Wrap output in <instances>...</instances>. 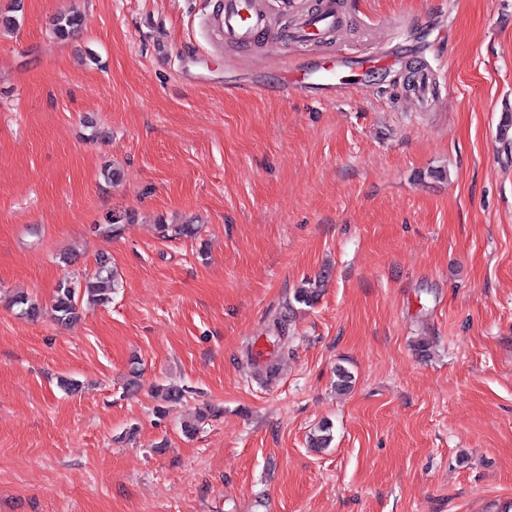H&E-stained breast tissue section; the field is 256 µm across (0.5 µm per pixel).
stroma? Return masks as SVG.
<instances>
[{
	"label": "stroma",
	"instance_id": "35a3bbf8",
	"mask_svg": "<svg viewBox=\"0 0 512 512\" xmlns=\"http://www.w3.org/2000/svg\"><path fill=\"white\" fill-rule=\"evenodd\" d=\"M343 2L329 43L267 48L217 42L221 0H0V512L512 504V0ZM345 45L397 55L330 101L284 92V65ZM117 211L120 236L95 233ZM103 255L111 303L67 326L12 306ZM157 383L191 389L164 418ZM80 22L79 15L75 13L56 15L52 19L51 32L53 37L61 40L69 38L78 29ZM324 282L325 276H322L321 274L313 280H307L302 287L295 290L293 299L299 304H304L306 306L313 305L321 294Z\"/></svg>",
	"mask_w": 512,
	"mask_h": 512
}]
</instances>
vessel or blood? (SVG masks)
Returning <instances> with one entry per match:
<instances>
[{"mask_svg":"<svg viewBox=\"0 0 512 512\" xmlns=\"http://www.w3.org/2000/svg\"><path fill=\"white\" fill-rule=\"evenodd\" d=\"M257 0H223L218 18L221 34L240 45L255 44L266 31V22L258 16ZM341 17L336 10V0H321L317 9L299 14L293 24L283 29L279 39L284 43L308 46L325 42L334 37ZM377 51H361L343 47L331 60L316 66L293 64L283 71L284 90H305L330 98L344 90L341 73L376 61Z\"/></svg>","mask_w":512,"mask_h":512,"instance_id":"b4317fda","label":"vessel or blood"}]
</instances>
